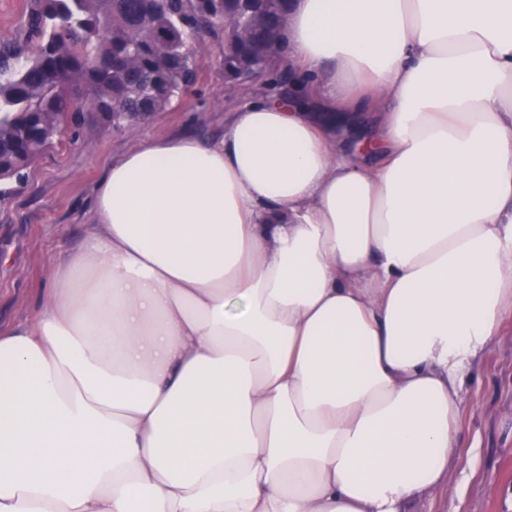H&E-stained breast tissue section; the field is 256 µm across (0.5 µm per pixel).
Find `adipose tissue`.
<instances>
[{
    "instance_id": "obj_1",
    "label": "adipose tissue",
    "mask_w": 512,
    "mask_h": 512,
    "mask_svg": "<svg viewBox=\"0 0 512 512\" xmlns=\"http://www.w3.org/2000/svg\"><path fill=\"white\" fill-rule=\"evenodd\" d=\"M288 59L222 142L112 161L0 328V512H405L446 482L512 317V0H292Z\"/></svg>"
}]
</instances>
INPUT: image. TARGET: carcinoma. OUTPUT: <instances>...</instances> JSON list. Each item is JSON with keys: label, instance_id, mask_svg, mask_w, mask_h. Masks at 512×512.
I'll return each mask as SVG.
<instances>
[{"label": "carcinoma", "instance_id": "cac0c4a2", "mask_svg": "<svg viewBox=\"0 0 512 512\" xmlns=\"http://www.w3.org/2000/svg\"><path fill=\"white\" fill-rule=\"evenodd\" d=\"M290 0H34L24 45L0 46V176L22 183L63 129L166 110L197 83L193 43L224 76L288 77Z\"/></svg>", "mask_w": 512, "mask_h": 512}]
</instances>
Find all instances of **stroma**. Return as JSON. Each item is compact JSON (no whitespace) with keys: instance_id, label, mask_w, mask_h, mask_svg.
I'll return each instance as SVG.
<instances>
[{"instance_id":"35a3bbf8","label":"stroma","mask_w":512,"mask_h":512,"mask_svg":"<svg viewBox=\"0 0 512 512\" xmlns=\"http://www.w3.org/2000/svg\"><path fill=\"white\" fill-rule=\"evenodd\" d=\"M194 49L200 70L193 92L144 122L120 128L86 122L0 196L1 326L31 321L51 268L90 221L92 191L111 160L147 138L222 141L240 104L288 91L287 83L268 80L245 91L226 88L221 46L205 38ZM458 400V458L447 482L412 503L411 512H512V318L470 365Z\"/></svg>"}]
</instances>
